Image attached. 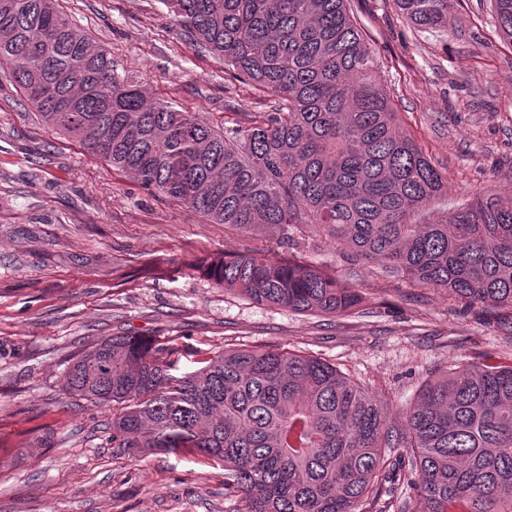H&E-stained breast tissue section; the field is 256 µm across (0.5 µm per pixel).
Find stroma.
Listing matches in <instances>:
<instances>
[{"label":"stroma","instance_id":"1","mask_svg":"<svg viewBox=\"0 0 512 512\" xmlns=\"http://www.w3.org/2000/svg\"><path fill=\"white\" fill-rule=\"evenodd\" d=\"M60 2L175 111L216 125L275 104L190 48L160 0ZM350 8L403 130L442 167L449 206L483 189L512 202V41L490 0H460L444 33L414 27L395 0ZM256 239L143 192L50 130L0 70V512H236L221 464L186 452L116 455L111 406L64 394L70 364L117 333L163 337L177 377L196 370L202 351L302 349L360 380L399 424L428 375L483 353L512 361V332L494 315L308 233L260 239L335 268L366 297V313L260 306L189 267ZM43 436L49 447H35Z\"/></svg>","mask_w":512,"mask_h":512}]
</instances>
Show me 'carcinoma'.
Wrapping results in <instances>:
<instances>
[{"instance_id":"1","label":"carcinoma","mask_w":512,"mask_h":512,"mask_svg":"<svg viewBox=\"0 0 512 512\" xmlns=\"http://www.w3.org/2000/svg\"><path fill=\"white\" fill-rule=\"evenodd\" d=\"M161 2L195 50L278 106L218 129L176 112L59 0H0V67L52 131L207 223L284 239L305 227L509 325L512 204L480 194L419 222L445 177L401 131L349 0ZM397 4L421 29H448V0ZM493 9L512 40V0ZM198 269L271 308L336 317L364 303L331 269L265 245ZM164 350L157 337L105 338L69 366L63 391L112 405L118 455L223 464L237 512H512V364L463 361L428 377L399 426L314 355L229 349L176 378Z\"/></svg>"}]
</instances>
